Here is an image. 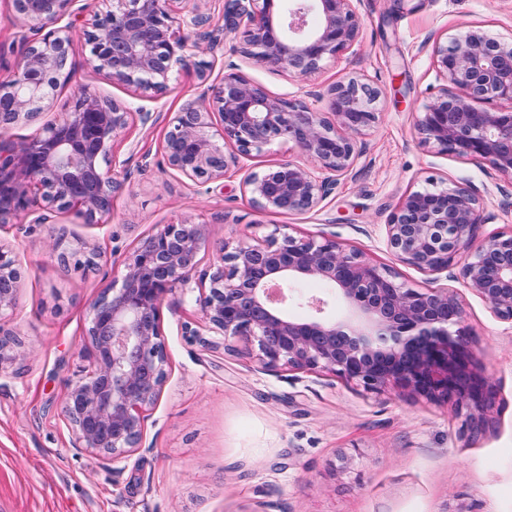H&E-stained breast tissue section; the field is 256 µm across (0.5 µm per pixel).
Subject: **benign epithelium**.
Instances as JSON below:
<instances>
[{"instance_id": "benign-epithelium-1", "label": "benign epithelium", "mask_w": 512, "mask_h": 512, "mask_svg": "<svg viewBox=\"0 0 512 512\" xmlns=\"http://www.w3.org/2000/svg\"><path fill=\"white\" fill-rule=\"evenodd\" d=\"M77 0H12L29 24L25 52L13 78L0 83V224L29 220L54 224L71 209L88 223L112 211L116 183L105 167L128 160L113 153L133 120L152 127L159 115L129 108L80 89L66 112L29 141L4 135L37 120L60 79L67 78L76 26L60 22ZM81 29L88 62L115 83L164 93L173 65L185 58L191 35L203 22L184 14L183 0H110ZM242 31L257 63L306 79L357 40L361 20L352 0H225L224 34ZM432 63L443 82L418 119L424 141L441 154L484 162L512 178V37L469 27L432 45ZM327 112L268 94L229 64L222 83L202 92L169 119L162 142L166 165L196 184L241 169L252 152L291 143L314 164L283 160L247 173L244 195L261 211L301 214L317 208L362 153L357 137L377 119L380 91L347 76L314 94ZM221 128L210 133L211 115ZM331 114L334 120L327 119ZM236 147L224 151V142ZM43 205L32 209V192ZM488 217L480 196L460 185L410 191L385 224L397 260L429 276L446 274L512 322V230L481 239ZM205 224H166L141 238L125 258L120 284L90 305L86 336L94 350L92 372L73 379L61 414L75 447L112 467L142 447L147 412L168 378L161 310L176 292H198L202 323L183 335L211 349L233 351L244 338L257 347L260 368L330 374L380 394L401 389L430 401L451 399L465 412L471 435L481 434L492 404V386L478 372L464 325V309L449 287L414 288L335 238L272 233L261 242L224 246L217 264L198 273L208 245ZM101 253L73 247L57 253L64 267L91 269ZM464 259L458 272L453 266ZM23 271L13 248L0 243V316L15 308ZM329 285V294L303 298L304 315L290 312L294 288ZM26 354L20 333L0 323V372Z\"/></svg>"}]
</instances>
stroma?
Returning <instances> with one entry per match:
<instances>
[{
    "mask_svg": "<svg viewBox=\"0 0 512 512\" xmlns=\"http://www.w3.org/2000/svg\"><path fill=\"white\" fill-rule=\"evenodd\" d=\"M362 20L357 42L307 80L257 64L242 36L221 37L224 0H203L206 23L192 35L166 93L117 85L86 62L74 38L72 75L58 86L40 120L14 126L15 141L38 136L85 88L130 109L159 113L154 129L131 123L116 142L126 168L114 169L112 212L94 224L70 211L55 229L0 226V242L24 268L19 301L0 316L27 341L23 360L0 373V512H512V324L460 282L477 365L493 386L489 425L478 436L463 428L453 404L398 390L370 394L331 375L261 370L245 341L235 352L188 342L181 325L199 319L194 301L177 295L163 304L168 379L149 411L143 443L121 474L75 448L61 414L70 380L94 359L86 330L89 306L120 279L137 241L182 221L210 228L201 269L217 263L224 244L264 240L273 231L295 237L335 236L372 262L395 270L411 286L429 276L396 260L385 224L401 197L430 184L474 188L488 224L480 236L512 230V181L488 165L438 154L424 145L417 120L440 83L432 67L436 39L478 26L512 35V0H353ZM0 0V81L23 56L24 22L10 20ZM272 96L313 104V95L350 74L381 91L379 119L363 135L365 152L335 191L312 211L282 215L254 208L242 176L229 172L202 188L169 169L161 145L169 119L198 101L204 84H219L227 64ZM149 155L140 169L130 144ZM99 248L98 267L64 270L54 236Z\"/></svg>",
    "mask_w": 512,
    "mask_h": 512,
    "instance_id": "stroma-1",
    "label": "stroma"
}]
</instances>
